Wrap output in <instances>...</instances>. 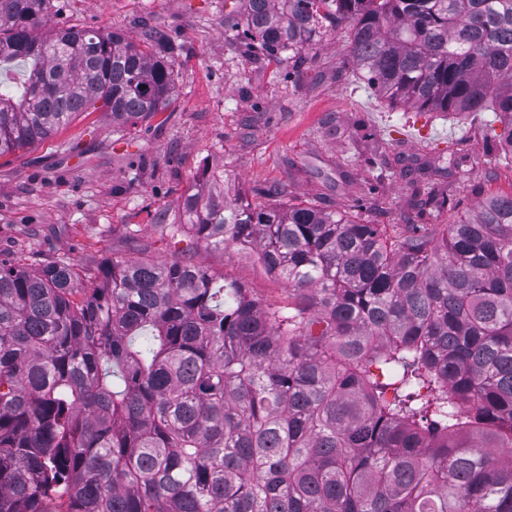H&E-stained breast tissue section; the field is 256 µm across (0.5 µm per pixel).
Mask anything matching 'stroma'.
<instances>
[{
	"label": "stroma",
	"mask_w": 512,
	"mask_h": 512,
	"mask_svg": "<svg viewBox=\"0 0 512 512\" xmlns=\"http://www.w3.org/2000/svg\"><path fill=\"white\" fill-rule=\"evenodd\" d=\"M48 27L165 31L175 48L168 107L137 125L84 112L49 138L0 156V260L83 265L131 255L134 229L158 260L193 248L170 238L183 199L257 203L284 183L293 205L316 204L375 224L404 221V166L459 162L448 224L472 214L478 194L512 193V167L484 138L490 113L461 121L394 108L371 89L349 53L351 29H328L302 62L248 52L234 37L245 0H55ZM214 271L266 304L288 303L286 283L253 258L206 252Z\"/></svg>",
	"instance_id": "stroma-1"
}]
</instances>
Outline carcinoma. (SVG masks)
I'll return each instance as SVG.
<instances>
[{
  "label": "carcinoma",
  "mask_w": 512,
  "mask_h": 512,
  "mask_svg": "<svg viewBox=\"0 0 512 512\" xmlns=\"http://www.w3.org/2000/svg\"><path fill=\"white\" fill-rule=\"evenodd\" d=\"M54 0H0V156L96 106L164 109L173 45L149 28L58 26ZM236 39L301 57L351 25L391 104L511 127L512 0H246ZM183 202L175 237L255 251L292 302L264 304L193 257L83 273L0 263V512H512V194L453 210L439 181L406 224L316 206Z\"/></svg>",
  "instance_id": "carcinoma-1"
}]
</instances>
